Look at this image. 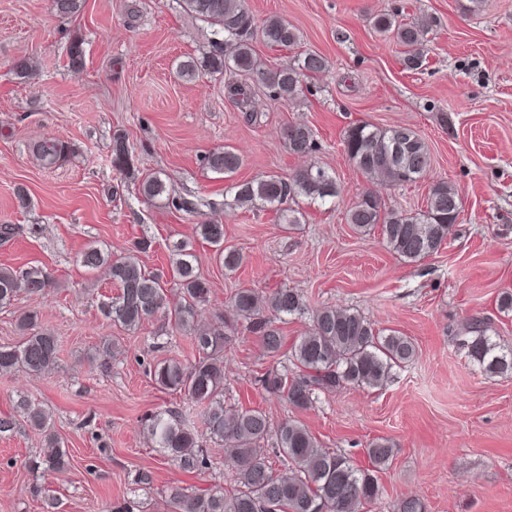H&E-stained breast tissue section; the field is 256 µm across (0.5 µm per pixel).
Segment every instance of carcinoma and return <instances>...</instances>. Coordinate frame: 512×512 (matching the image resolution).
Returning a JSON list of instances; mask_svg holds the SVG:
<instances>
[{"mask_svg":"<svg viewBox=\"0 0 512 512\" xmlns=\"http://www.w3.org/2000/svg\"><path fill=\"white\" fill-rule=\"evenodd\" d=\"M183 11L211 29L208 50L201 60L179 65V76L194 79L203 70L212 75L253 74L275 99H294L302 91L303 79L313 78L328 69L327 59L306 52L298 64L265 66L253 54L254 38L275 47L290 48L298 35L283 19L269 18L259 24L250 12L247 0H177ZM373 26L382 35L395 39L406 48L405 64L411 69L422 65V47L428 30L413 22H399L389 15L374 18ZM288 149L307 156L316 148L313 130L303 123L289 124L283 133ZM344 151L351 163L371 179L392 186L423 178L431 166L425 141L411 128L394 126L379 129L370 124H354L342 136ZM67 147L60 140L47 139L38 146V156L46 166L63 160ZM126 138H112L113 166L123 171L130 165ZM207 169L231 176L242 165L241 156L230 146L204 156ZM234 199L241 206H270L284 224H297L296 210L288 203L303 196L325 201L339 195L335 177L322 168H304L284 179L266 175L233 186ZM140 194L148 200L167 199L178 211L194 213L197 204L168 193L166 183L157 175H148L139 183ZM462 198L459 190L446 181L432 183L426 208L419 211L388 209L381 199L367 192L347 211V222L359 232L380 229L387 246L407 263H417L437 253L453 224L459 218ZM201 239L215 249L216 257L227 271L236 270L243 255L224 246V225L203 222L197 225ZM150 246L146 240L133 244L128 254L114 258L108 252L90 247L83 252V266L102 269L118 294L101 302L105 318L129 329L142 324L168 308L167 295L160 278L147 272L138 253ZM173 273L183 304L174 312L175 327L191 340L198 356L184 364L170 359L157 363L155 384L167 391L179 392L203 414L205 433L210 442L229 444L231 453L224 468L231 472L234 489L189 492L170 488L167 506L170 512H367L382 495L378 473L393 458L391 443L379 439L367 448L369 467L356 469L346 457L323 447L299 419L289 417L275 424L259 409L229 410L224 407V351L238 334V323L259 337L269 356L278 355L285 338L279 322L285 316L311 314L310 329L297 338L288 353L289 364L260 377L262 387L280 394L296 411L310 408L318 393L343 385L382 386L394 368L414 361V341L395 330L385 334L356 309L331 306L309 309L295 288L281 287L262 298L253 288H239L230 298L233 316H216L201 326L195 322L198 305L210 294L207 280L186 259L185 245H173ZM53 287L51 276L39 266L21 272L0 269V306H7L21 293L43 295ZM38 316L26 314L18 319L22 341L13 347H0V375L24 370L41 375L57 364L59 341L37 327ZM489 325L476 321L459 345L485 371L512 374V350L500 348L488 336ZM17 411L31 428L38 431L47 451L36 457L34 466L46 472H59L70 464V455L56 436L51 416L28 399L17 401ZM147 432L155 447L168 460L188 473L202 472L212 466L210 449L190 420L177 411H160L147 420ZM393 512H425L424 503L415 496L401 498Z\"/></svg>","mask_w":512,"mask_h":512,"instance_id":"obj_1","label":"carcinoma"}]
</instances>
